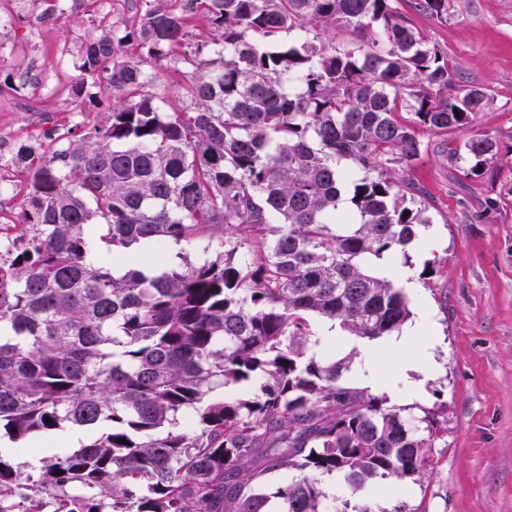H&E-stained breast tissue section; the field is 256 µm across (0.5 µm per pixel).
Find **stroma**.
<instances>
[{
    "mask_svg": "<svg viewBox=\"0 0 512 512\" xmlns=\"http://www.w3.org/2000/svg\"><path fill=\"white\" fill-rule=\"evenodd\" d=\"M396 0L410 25L447 54L460 79L487 88L489 104L470 132L442 137L425 128L420 159L404 176L424 192L429 224L403 254L384 258L404 288L410 324H429L430 358L409 368L419 340L408 332L359 340L329 319L311 316L308 347L318 358H348L344 383L386 397L411 426L435 415L428 464L418 480L378 481L383 498L353 492L336 474L321 476L323 512H512V163L493 160L482 175L469 174L453 156L470 134L495 137L512 150V0H448L438 20ZM100 13L73 10L71 17L36 26L26 19L0 35L13 53L0 60V130L26 140L30 107L43 127L77 121L72 66L60 63L63 46L78 49L96 35ZM55 76L58 93L45 98L39 76Z\"/></svg>",
    "mask_w": 512,
    "mask_h": 512,
    "instance_id": "1",
    "label": "stroma"
}]
</instances>
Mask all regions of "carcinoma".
<instances>
[{
	"instance_id": "1",
	"label": "carcinoma",
	"mask_w": 512,
	"mask_h": 512,
	"mask_svg": "<svg viewBox=\"0 0 512 512\" xmlns=\"http://www.w3.org/2000/svg\"><path fill=\"white\" fill-rule=\"evenodd\" d=\"M394 2L140 0L138 23L84 43L80 113L100 105L90 81L119 105L18 147L30 247L0 282V429L26 445L67 424L86 443L26 476L0 453V512H321L323 474L355 491L424 474L429 439L342 384L345 360L307 356L313 314L370 340L411 317L377 261L430 219L392 171L421 156L415 126L463 131L489 103ZM175 56L189 103L165 111L146 87ZM465 148L471 174L500 157L487 134ZM99 223L116 248L205 239L211 257L117 275ZM280 469L299 476L264 492Z\"/></svg>"
}]
</instances>
